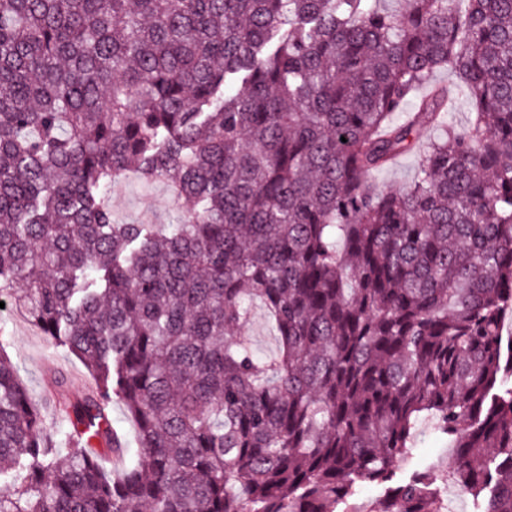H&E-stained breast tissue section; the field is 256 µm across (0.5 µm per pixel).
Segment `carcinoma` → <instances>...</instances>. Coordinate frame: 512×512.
I'll return each instance as SVG.
<instances>
[{"mask_svg":"<svg viewBox=\"0 0 512 512\" xmlns=\"http://www.w3.org/2000/svg\"><path fill=\"white\" fill-rule=\"evenodd\" d=\"M402 2L0 0V296L94 383L60 448L0 344V512H336L363 482L444 512L430 473L393 485L424 417L474 512H512V0ZM440 69L470 128L449 87L393 122ZM129 173L183 211L113 223ZM256 303L271 360L233 336ZM472 107L465 92H460L455 99L453 108L448 114V121L459 131L468 128L472 121ZM417 160V154L403 155L387 167L374 172L372 182L381 188H398L412 178ZM112 422L113 425L124 434L128 442L129 448H126L127 461L134 459L138 449L136 443V427L134 422L127 417L123 405L118 401H113L112 403Z\"/></svg>","mask_w":512,"mask_h":512,"instance_id":"1","label":"carcinoma"}]
</instances>
